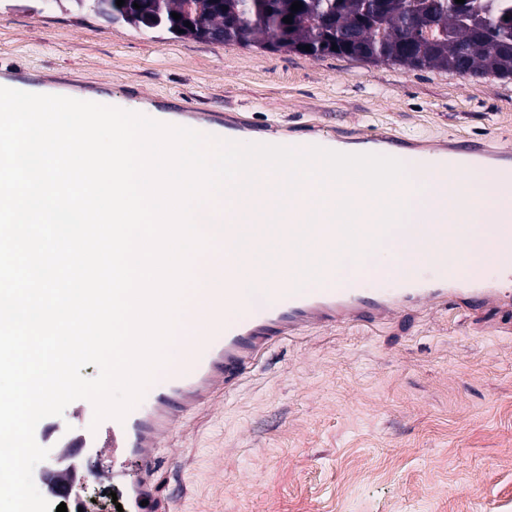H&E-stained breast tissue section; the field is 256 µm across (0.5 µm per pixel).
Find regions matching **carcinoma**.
Wrapping results in <instances>:
<instances>
[{
    "mask_svg": "<svg viewBox=\"0 0 512 512\" xmlns=\"http://www.w3.org/2000/svg\"><path fill=\"white\" fill-rule=\"evenodd\" d=\"M69 2L114 23L165 30L174 39L204 41L219 29L216 43L268 52L512 77V6L504 0H300L295 13L294 0H125L122 7L116 0ZM290 14L292 23H284Z\"/></svg>",
    "mask_w": 512,
    "mask_h": 512,
    "instance_id": "1",
    "label": "carcinoma"
}]
</instances>
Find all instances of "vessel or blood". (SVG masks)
<instances>
[{
  "mask_svg": "<svg viewBox=\"0 0 512 512\" xmlns=\"http://www.w3.org/2000/svg\"><path fill=\"white\" fill-rule=\"evenodd\" d=\"M153 118L234 142L249 136L257 143L301 150L319 146L384 156L412 149L420 164L444 179L471 165L493 179L512 182V152L485 145L464 142L450 149L440 141L429 140L418 146L397 134L339 136L321 126L293 138L281 128L256 131L247 120L230 114L157 112ZM510 238V224H415L403 237L399 272L393 278L355 276L336 288L309 291L299 288L286 273L277 282L264 283L248 307H235L237 284L225 276L223 297L201 293L199 301L182 311L175 341L179 353L164 366L165 382L148 401L138 403L124 420L107 418L97 424L92 403L81 399L71 404L79 430H71L52 417L37 425L38 444L69 461L68 466L51 472L52 495L69 499L85 477L118 491L124 512H181L182 500L168 490L169 472L163 468L158 451L171 447L190 415L226 397L275 345L308 329L380 324L406 310H427L447 303L462 311L489 306L512 310V267L504 269L502 279L490 281L484 271L467 266L473 255L494 256L498 244ZM457 239L468 241L470 251L449 254L447 261L438 264L417 263L414 243ZM226 265L227 253L220 240L212 242L194 261L195 268L206 274L223 273ZM79 448L94 449L101 466L82 472L73 460ZM129 456L140 465L137 479L131 482L123 466Z\"/></svg>",
  "mask_w": 512,
  "mask_h": 512,
  "instance_id": "1",
  "label": "vessel or blood"
}]
</instances>
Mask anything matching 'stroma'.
<instances>
[{"label": "stroma", "mask_w": 512, "mask_h": 512, "mask_svg": "<svg viewBox=\"0 0 512 512\" xmlns=\"http://www.w3.org/2000/svg\"><path fill=\"white\" fill-rule=\"evenodd\" d=\"M138 108L239 112L255 128L439 134L512 147V78L172 39L67 0H0V67ZM512 316L404 312L275 349L162 449L186 512H512Z\"/></svg>", "instance_id": "stroma-1"}]
</instances>
